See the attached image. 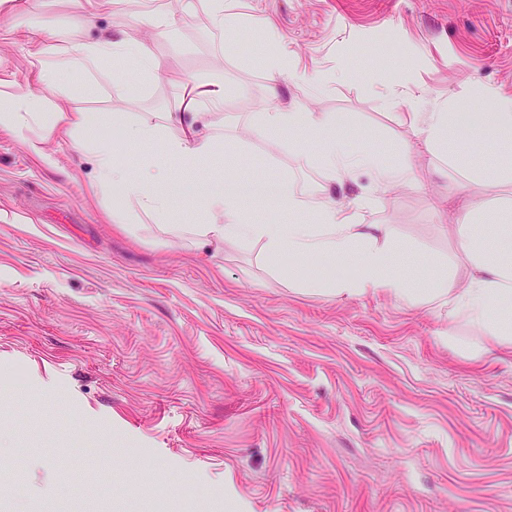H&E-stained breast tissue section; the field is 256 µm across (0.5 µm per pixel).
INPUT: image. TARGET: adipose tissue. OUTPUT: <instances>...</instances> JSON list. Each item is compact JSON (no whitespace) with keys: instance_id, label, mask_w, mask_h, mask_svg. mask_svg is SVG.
Listing matches in <instances>:
<instances>
[{"instance_id":"1","label":"adipose tissue","mask_w":512,"mask_h":512,"mask_svg":"<svg viewBox=\"0 0 512 512\" xmlns=\"http://www.w3.org/2000/svg\"><path fill=\"white\" fill-rule=\"evenodd\" d=\"M70 4L69 39H61L58 31L42 24L16 27L18 41L31 47L29 87L21 90L15 81L0 78V130L26 143L30 153L46 164L54 161L49 146L55 142L68 143L88 157L93 165L91 187L106 198L111 197L113 188L122 191V203L110 210L113 223L123 222L128 201L156 218H165L168 204L164 188L172 175L200 169L222 149L224 74L215 70L199 77L198 86L207 100L205 107L187 114L142 112L126 120L128 139L147 149L137 174H129L115 160L111 142L96 135L100 115L73 108L71 88L59 81L56 69L34 46L64 40L67 65L85 73L93 72L108 58L116 62L128 59L138 72L150 78L162 71V63L146 44L130 46L109 37L81 38L97 0H70ZM253 122L265 132L286 137L290 149L309 155L312 162L330 170L338 180L368 168L386 191L422 183L419 170L411 165L385 163L368 147L351 150L346 114L292 108L257 113ZM177 124L186 126V134L170 136L169 126ZM478 127L491 142L505 147L497 165L490 169L472 167L465 154L448 149L449 139L471 141ZM409 128L419 156L447 159L468 184L512 186V98H502L495 111L478 114L461 109L452 94L439 111L410 113ZM204 204L207 223L170 224L167 232L177 239L194 235L202 246L213 241L255 243L273 264L284 255L300 262L317 259L327 265L353 263L360 270L357 277L314 279L311 287L336 296L381 293L410 306L437 303L446 306L449 314L463 315L499 341L512 343V225H496L492 246H485L474 232L485 218L484 206L462 203L456 193H449L448 209L457 215L455 229L469 265L462 285L448 269L426 285L410 281L396 269V247L388 230L380 224L358 223L353 213L331 200L318 204L313 224L247 221L242 214V193L235 187L211 190Z\"/></svg>"}]
</instances>
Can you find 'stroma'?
Listing matches in <instances>:
<instances>
[{
	"label": "stroma",
	"instance_id": "obj_1",
	"mask_svg": "<svg viewBox=\"0 0 512 512\" xmlns=\"http://www.w3.org/2000/svg\"><path fill=\"white\" fill-rule=\"evenodd\" d=\"M233 32L206 0L156 30L140 0H98L82 30L150 43L159 78L112 67L82 76L62 45L41 44L75 84V107L101 113L99 135L137 168L143 149L121 116L170 112L187 81L220 70V154L170 190L171 221L203 224V198L234 179L288 177L314 222L331 197L385 224L409 273L460 254L448 204L458 174L406 151L407 115L474 85L475 112L512 97V0H226ZM70 28L67 0H16L0 17V66L18 84L28 47L11 29ZM282 35L287 66L269 91L261 38ZM349 76H342V69ZM395 70L392 83L379 82ZM350 115L353 149L424 169L426 189L384 191L370 170L345 181L245 131L262 108ZM38 162L0 131V512H512V347L434 304L385 295L328 297L305 277H354L313 261L272 268L259 245L173 241L137 205L108 217L88 160L61 145ZM209 19L211 24L219 29L231 31L237 27L240 18L228 11L223 0H209Z\"/></svg>",
	"mask_w": 512,
	"mask_h": 512
}]
</instances>
